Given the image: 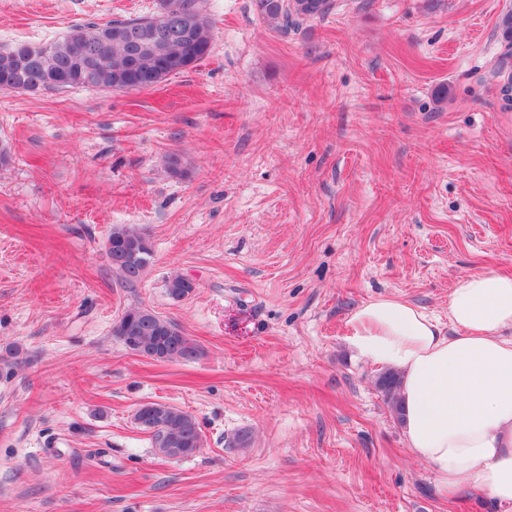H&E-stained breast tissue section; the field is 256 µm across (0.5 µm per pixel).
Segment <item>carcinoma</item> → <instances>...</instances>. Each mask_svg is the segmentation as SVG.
I'll return each mask as SVG.
<instances>
[{
    "instance_id": "cac0c4a2",
    "label": "carcinoma",
    "mask_w": 512,
    "mask_h": 512,
    "mask_svg": "<svg viewBox=\"0 0 512 512\" xmlns=\"http://www.w3.org/2000/svg\"><path fill=\"white\" fill-rule=\"evenodd\" d=\"M151 13L105 24H74L57 39L46 44L12 42L0 46V91H21L25 81L37 74L51 76L61 69L71 74L65 88H96L122 91L139 82L156 87L171 77L196 66L209 55L213 24L204 0H155ZM252 8L271 30L283 34L297 32L304 22L327 16L334 0H252ZM189 15L194 23L188 38L172 36L162 40L154 32L169 28ZM501 51L492 76L502 79L499 93L502 108H512V12L499 21ZM91 50L84 55L81 49ZM107 253L121 281L137 282L153 259L150 238L132 227L112 229ZM166 291L181 300L195 291L188 277L174 274L166 280ZM113 334L128 344L134 341L139 354L162 362L194 361L201 346L174 321L144 307L124 311L113 325ZM377 386L394 412H400L399 377L382 373ZM138 426L151 436L157 455L169 459L194 455L204 445L198 420L191 413L166 403L149 402L135 412Z\"/></svg>"
}]
</instances>
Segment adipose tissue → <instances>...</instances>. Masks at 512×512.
<instances>
[{
  "mask_svg": "<svg viewBox=\"0 0 512 512\" xmlns=\"http://www.w3.org/2000/svg\"><path fill=\"white\" fill-rule=\"evenodd\" d=\"M347 325L354 352L398 374L407 450L439 495L467 487L512 512V276L460 278L444 321L387 296Z\"/></svg>",
  "mask_w": 512,
  "mask_h": 512,
  "instance_id": "adipose-tissue-1",
  "label": "adipose tissue"
}]
</instances>
